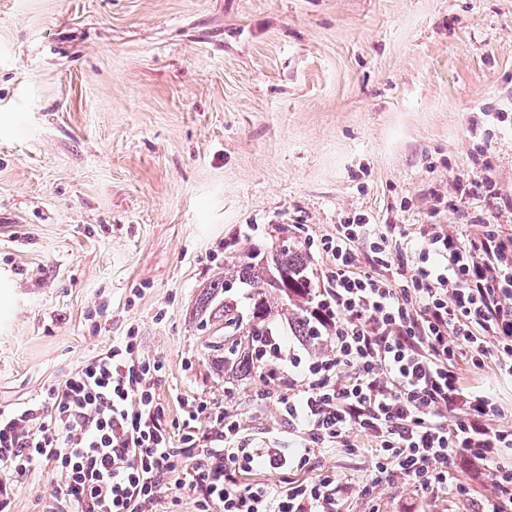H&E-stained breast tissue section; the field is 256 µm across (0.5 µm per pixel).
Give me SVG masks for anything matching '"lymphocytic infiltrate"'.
Listing matches in <instances>:
<instances>
[{
  "instance_id": "lymphocytic-infiltrate-1",
  "label": "lymphocytic infiltrate",
  "mask_w": 512,
  "mask_h": 512,
  "mask_svg": "<svg viewBox=\"0 0 512 512\" xmlns=\"http://www.w3.org/2000/svg\"><path fill=\"white\" fill-rule=\"evenodd\" d=\"M396 225L363 214L324 239L328 264L314 317L323 356H293L267 370L263 398H276L294 441L240 442L228 409L182 400L175 446L156 392L159 364L139 358L135 334L89 359L30 403L0 410V512L30 472L52 467L63 488L43 512H159L169 487L194 494L195 512H343L344 484L320 452L375 455L373 486L410 485L421 502L448 496L472 512H512V429L491 394L464 380L494 362L512 383V236L493 224L456 237L430 224L403 240L391 266ZM211 434L201 433V416ZM257 470L300 471V480L242 482ZM468 480H461V471ZM492 483L480 497L477 484Z\"/></svg>"
}]
</instances>
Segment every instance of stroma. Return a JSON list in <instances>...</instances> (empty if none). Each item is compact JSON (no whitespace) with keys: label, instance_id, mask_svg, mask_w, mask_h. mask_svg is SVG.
I'll return each mask as SVG.
<instances>
[{"label":"stroma","instance_id":"obj_1","mask_svg":"<svg viewBox=\"0 0 512 512\" xmlns=\"http://www.w3.org/2000/svg\"><path fill=\"white\" fill-rule=\"evenodd\" d=\"M481 172L512 196V0H0V409L132 330L167 421L202 399L287 445L193 318L225 253L286 234L319 276L357 214L510 235L512 211L460 197ZM320 463L348 512H410L407 485L365 492L370 453ZM59 485L32 471L9 512Z\"/></svg>","mask_w":512,"mask_h":512}]
</instances>
